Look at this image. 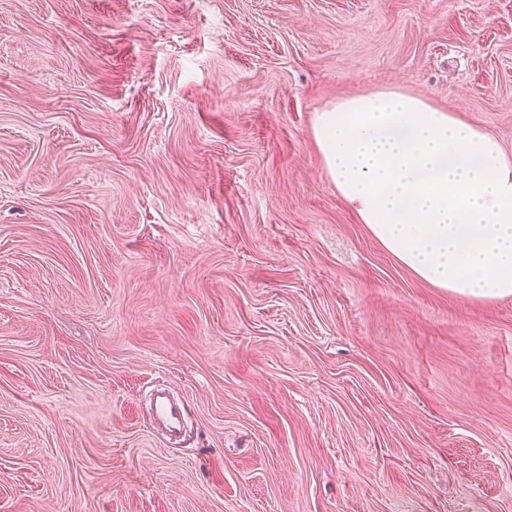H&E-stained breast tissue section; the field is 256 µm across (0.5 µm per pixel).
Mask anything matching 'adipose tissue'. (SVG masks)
I'll list each match as a JSON object with an SVG mask.
<instances>
[{
    "instance_id": "obj_1",
    "label": "adipose tissue",
    "mask_w": 512,
    "mask_h": 512,
    "mask_svg": "<svg viewBox=\"0 0 512 512\" xmlns=\"http://www.w3.org/2000/svg\"><path fill=\"white\" fill-rule=\"evenodd\" d=\"M336 190L400 265L448 292L512 297V156L424 97L383 88L315 113Z\"/></svg>"
}]
</instances>
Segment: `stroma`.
Returning <instances> with one entry per match:
<instances>
[{
  "mask_svg": "<svg viewBox=\"0 0 512 512\" xmlns=\"http://www.w3.org/2000/svg\"><path fill=\"white\" fill-rule=\"evenodd\" d=\"M382 87L512 154V0H0V512H512V298L312 135ZM150 410L154 427L164 435L182 434L188 418L187 404L172 400L165 389L157 388L150 398Z\"/></svg>",
  "mask_w": 512,
  "mask_h": 512,
  "instance_id": "stroma-1",
  "label": "stroma"
}]
</instances>
